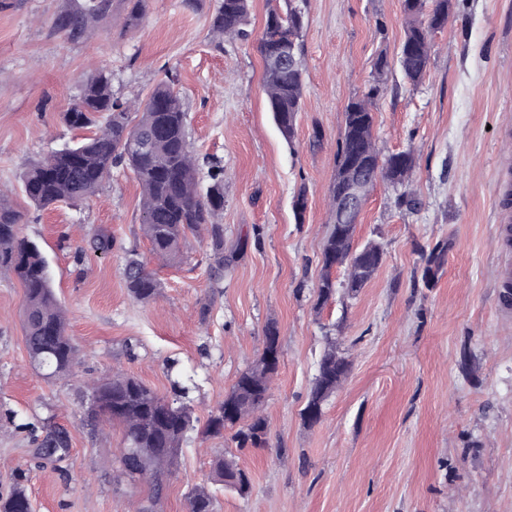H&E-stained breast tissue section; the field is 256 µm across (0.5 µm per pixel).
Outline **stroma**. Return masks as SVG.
<instances>
[{
	"mask_svg": "<svg viewBox=\"0 0 512 512\" xmlns=\"http://www.w3.org/2000/svg\"><path fill=\"white\" fill-rule=\"evenodd\" d=\"M450 2L413 86L397 63L401 0H292L307 17L306 88L289 142L268 110L256 47L275 0H251L246 36L219 44L211 17L220 0L192 9L144 0L134 29L118 5L79 41L52 26L76 0H0V190L50 263L77 349L65 378L32 368L23 289L1 272L0 500L22 486L34 512H140L148 488L119 468L120 427L92 433L84 424L91 384L120 371L204 420L262 355L273 324L281 360L261 409L266 445L240 449L229 430L191 434L158 512H189V492L207 484L216 512H512V306L499 300L512 250L498 245L499 187L512 183V0ZM382 53L390 69L374 137L383 155L413 153L409 190L419 203L400 205L397 190L378 182L353 246L378 244L382 264L355 295L335 272V295L319 309L344 109L367 91ZM99 69L131 101L174 79L193 150L224 167L222 276L203 232L179 266L150 254L129 170L113 169L96 196L74 205L42 210L24 196V164L76 139L63 114ZM101 232L112 238L106 253L92 247ZM436 247L444 265L423 280L422 256ZM135 253L160 282L148 303L125 288ZM331 343L349 372L308 424L301 412ZM52 423L70 446L46 461L36 450ZM219 455L250 474L247 495L212 484Z\"/></svg>",
	"mask_w": 512,
	"mask_h": 512,
	"instance_id": "stroma-1",
	"label": "stroma"
}]
</instances>
